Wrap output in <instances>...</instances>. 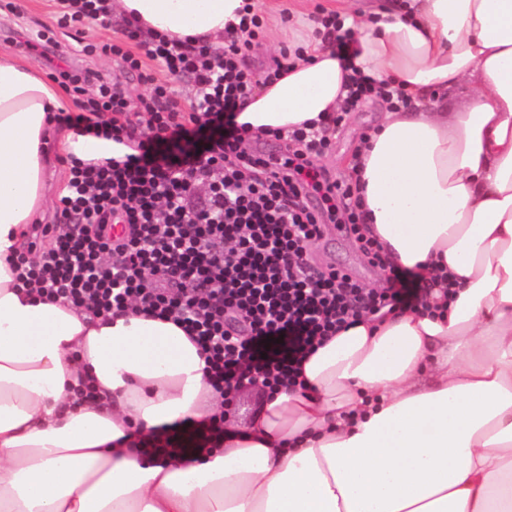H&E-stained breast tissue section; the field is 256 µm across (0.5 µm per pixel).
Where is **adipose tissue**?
<instances>
[{
	"instance_id": "ef3b65f1",
	"label": "adipose tissue",
	"mask_w": 512,
	"mask_h": 512,
	"mask_svg": "<svg viewBox=\"0 0 512 512\" xmlns=\"http://www.w3.org/2000/svg\"><path fill=\"white\" fill-rule=\"evenodd\" d=\"M305 0L302 52L237 123L255 135L336 111L349 79ZM245 0H112L143 35L224 42ZM327 0L358 73L414 104L389 109L349 168L388 260L420 273L426 307L365 317L227 425L202 461L150 465L154 429L218 408L200 349L173 322L94 317L42 300L6 257L45 206L44 141L60 89L0 52V512H512V0ZM458 101L449 110V101ZM84 160L127 145L60 132ZM96 397L79 398V389Z\"/></svg>"
}]
</instances>
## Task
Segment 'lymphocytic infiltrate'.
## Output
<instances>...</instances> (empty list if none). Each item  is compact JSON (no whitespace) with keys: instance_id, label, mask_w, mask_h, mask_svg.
<instances>
[{"instance_id":"f902f5d3","label":"lymphocytic infiltrate","mask_w":512,"mask_h":512,"mask_svg":"<svg viewBox=\"0 0 512 512\" xmlns=\"http://www.w3.org/2000/svg\"><path fill=\"white\" fill-rule=\"evenodd\" d=\"M57 23H106L110 0H57ZM256 13L241 20V37L194 47L162 38L142 41L143 58L109 45L124 66L141 71L151 59L189 78L192 94L155 85L130 110L118 80L92 69L60 70L57 78L86 94L79 113L58 114L77 135L128 138L122 158L70 160L61 224L45 225L50 247L32 241L29 258L14 259L17 279L90 314L134 310L173 321L206 353L209 384L218 394L259 382L276 389L300 383L303 363L357 317L423 302L419 275L387 264L363 236L364 212L354 185L331 182L312 159L327 149L326 131L278 133L280 159L243 147L235 121L240 104L264 79L243 70L245 37ZM351 225L376 266L389 269L376 291L345 271L315 267L308 249L325 221ZM121 236H113L115 225ZM224 442V415L185 418L141 440L149 458L194 460Z\"/></svg>"}]
</instances>
